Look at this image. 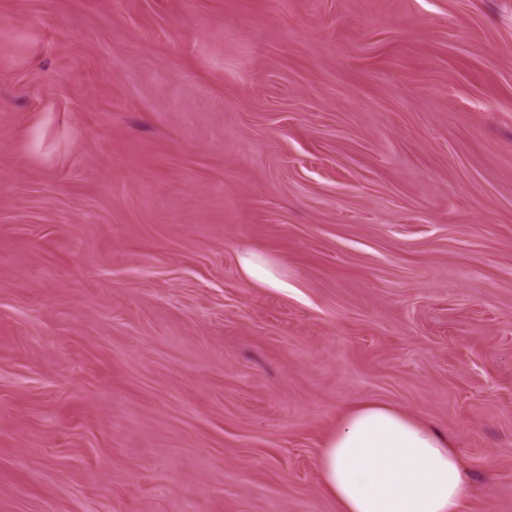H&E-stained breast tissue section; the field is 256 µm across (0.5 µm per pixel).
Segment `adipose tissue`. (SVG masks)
I'll use <instances>...</instances> for the list:
<instances>
[{
  "label": "adipose tissue",
  "mask_w": 512,
  "mask_h": 512,
  "mask_svg": "<svg viewBox=\"0 0 512 512\" xmlns=\"http://www.w3.org/2000/svg\"><path fill=\"white\" fill-rule=\"evenodd\" d=\"M318 470L337 512H461L468 485L447 438L414 415L373 401L343 415Z\"/></svg>",
  "instance_id": "ef3b65f1"
}]
</instances>
